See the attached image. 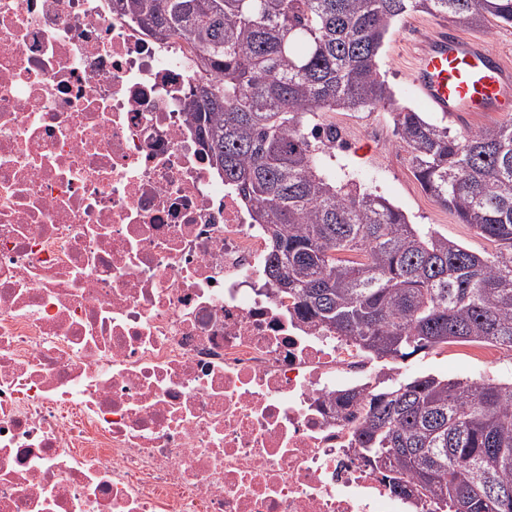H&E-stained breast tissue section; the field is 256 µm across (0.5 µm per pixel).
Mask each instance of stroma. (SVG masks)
Masks as SVG:
<instances>
[{"label": "stroma", "mask_w": 512, "mask_h": 512, "mask_svg": "<svg viewBox=\"0 0 512 512\" xmlns=\"http://www.w3.org/2000/svg\"><path fill=\"white\" fill-rule=\"evenodd\" d=\"M436 23L435 17L422 12L406 16L393 26L381 49V70L393 87L397 100L418 111L423 105L407 78L412 64L413 36L428 33ZM388 117V112L382 110L318 113L315 123L336 125L351 145L348 154L338 153L329 157V164L362 173L366 185L399 206L411 222L431 225L472 251L482 253L490 250V243L467 225L459 223L451 211L440 207L421 189L408 165L407 149L393 130H386L382 135L370 131V123ZM429 373L451 379L478 375L477 370L468 368L461 346L452 345L443 351L421 353L405 361L396 378L403 381Z\"/></svg>", "instance_id": "stroma-1"}]
</instances>
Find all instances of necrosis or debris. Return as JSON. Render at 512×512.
Listing matches in <instances>:
<instances>
[{
	"label": "necrosis or debris",
	"instance_id": "necrosis-or-debris-1",
	"mask_svg": "<svg viewBox=\"0 0 512 512\" xmlns=\"http://www.w3.org/2000/svg\"><path fill=\"white\" fill-rule=\"evenodd\" d=\"M198 79L108 0H0V512H427L336 408L370 362L266 284Z\"/></svg>",
	"mask_w": 512,
	"mask_h": 512
}]
</instances>
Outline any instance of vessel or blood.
<instances>
[{"label":"vessel or blood","mask_w":512,"mask_h":512,"mask_svg":"<svg viewBox=\"0 0 512 512\" xmlns=\"http://www.w3.org/2000/svg\"><path fill=\"white\" fill-rule=\"evenodd\" d=\"M411 84L430 111L454 121L512 112V68L483 38L465 37L443 25L420 39Z\"/></svg>","instance_id":"vessel-or-blood-1"}]
</instances>
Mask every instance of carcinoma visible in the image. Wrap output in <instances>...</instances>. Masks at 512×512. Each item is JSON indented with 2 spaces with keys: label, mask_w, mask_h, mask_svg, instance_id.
<instances>
[{
  "label": "carcinoma",
  "mask_w": 512,
  "mask_h": 512,
  "mask_svg": "<svg viewBox=\"0 0 512 512\" xmlns=\"http://www.w3.org/2000/svg\"><path fill=\"white\" fill-rule=\"evenodd\" d=\"M112 12L191 45L209 79L187 117L264 226L265 279L300 321L379 360L512 351V119L461 137L399 104L378 63L412 12L479 29L512 24V0H112ZM381 108L422 190L491 251L411 223L360 174L327 166L309 117ZM336 403L360 411L356 447L393 494L429 512H512V379L427 374Z\"/></svg>",
  "instance_id": "cac0c4a2"
}]
</instances>
